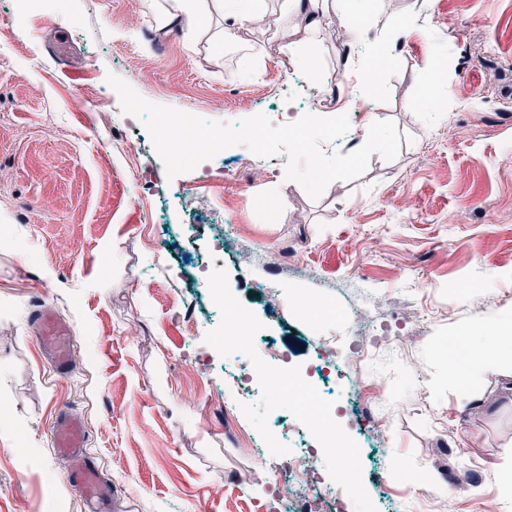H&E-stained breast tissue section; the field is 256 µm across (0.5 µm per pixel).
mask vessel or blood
Instances as JSON below:
<instances>
[{"mask_svg":"<svg viewBox=\"0 0 512 512\" xmlns=\"http://www.w3.org/2000/svg\"><path fill=\"white\" fill-rule=\"evenodd\" d=\"M42 351L53 370L61 376L71 369V336L66 324L47 313L36 316ZM56 446L69 462L67 469L71 484L80 487L90 504V512H106L105 501L112 496V487L101 477L96 464L84 452L87 437L81 422L67 407H59L56 418Z\"/></svg>","mask_w":512,"mask_h":512,"instance_id":"b4317fda","label":"vessel or blood"}]
</instances>
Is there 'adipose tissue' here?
I'll list each match as a JSON object with an SVG mask.
<instances>
[{"mask_svg": "<svg viewBox=\"0 0 512 512\" xmlns=\"http://www.w3.org/2000/svg\"><path fill=\"white\" fill-rule=\"evenodd\" d=\"M164 19L177 25L186 35L199 33L205 18H223L220 45L250 55L253 46L244 32L255 28L274 29L280 50L300 58L306 45L328 39L324 23L335 15L338 28L351 38H359L371 11L381 9L384 0H351L340 8L338 0H290L280 11L266 8V0H166ZM512 348V321L494 319L476 327L465 328L447 355L449 370H463L467 377H480L494 357Z\"/></svg>", "mask_w": 512, "mask_h": 512, "instance_id": "obj_1", "label": "adipose tissue"}]
</instances>
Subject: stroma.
Segmentation results:
<instances>
[{
  "label": "stroma",
  "mask_w": 512,
  "mask_h": 512,
  "mask_svg": "<svg viewBox=\"0 0 512 512\" xmlns=\"http://www.w3.org/2000/svg\"><path fill=\"white\" fill-rule=\"evenodd\" d=\"M13 8L0 0V512H88L55 448L58 403L82 419L119 512H279V466L254 453L273 410L262 388L241 409L225 392L215 287L275 340L274 367L306 375L325 357L342 371L335 424L363 492L347 512H507L512 358L467 382L436 352L512 312V0H393L348 58L311 49L316 82L268 36L251 63L216 55V19L192 39L159 31L147 0H46L20 24ZM379 42L392 56L350 111ZM336 72L338 95L320 96ZM111 73L208 121L283 125L313 107L360 130L390 120L399 152L315 200L286 179L287 155L243 146L171 178ZM285 245L305 274L280 268ZM326 297L377 305L383 343L360 366L338 313L301 311ZM39 311L70 327L66 377L41 353ZM466 468L475 484L449 495L446 472Z\"/></svg>",
  "instance_id": "1"
}]
</instances>
